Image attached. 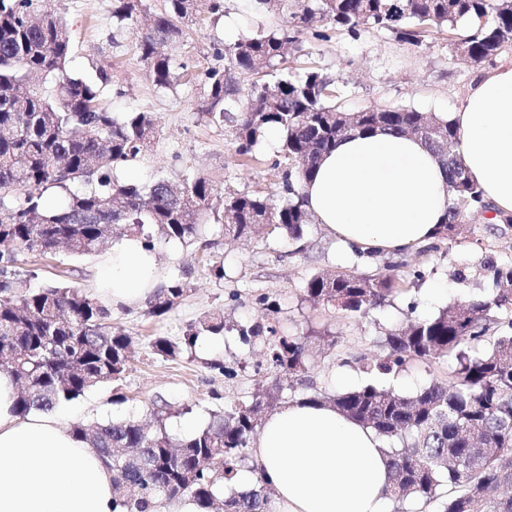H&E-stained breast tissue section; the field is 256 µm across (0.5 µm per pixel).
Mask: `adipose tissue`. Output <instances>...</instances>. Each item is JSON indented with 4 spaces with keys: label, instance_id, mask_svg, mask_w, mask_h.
Listing matches in <instances>:
<instances>
[{
    "label": "adipose tissue",
    "instance_id": "1",
    "mask_svg": "<svg viewBox=\"0 0 512 512\" xmlns=\"http://www.w3.org/2000/svg\"><path fill=\"white\" fill-rule=\"evenodd\" d=\"M464 166L497 219L512 217V64L481 70L451 113ZM307 208L345 247L403 253L433 241L448 210V179L419 139L356 134L323 157L304 183ZM160 283L154 251L126 236L112 246L97 291L113 311ZM15 383L0 372V512H113V472L64 422L19 417ZM273 512H392L391 480L376 433L333 406L290 401L269 413L253 443Z\"/></svg>",
    "mask_w": 512,
    "mask_h": 512
}]
</instances>
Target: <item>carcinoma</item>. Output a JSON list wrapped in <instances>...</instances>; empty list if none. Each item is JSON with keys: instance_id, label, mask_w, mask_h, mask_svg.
<instances>
[{"instance_id": "1", "label": "carcinoma", "mask_w": 512, "mask_h": 512, "mask_svg": "<svg viewBox=\"0 0 512 512\" xmlns=\"http://www.w3.org/2000/svg\"><path fill=\"white\" fill-rule=\"evenodd\" d=\"M196 0H163L153 25L137 41L139 57L155 86L177 84L168 47L183 39L195 19ZM256 14L278 19L258 34H243L216 51L221 64L197 67L204 90L202 116L229 124L238 152L269 132L280 137L282 192L270 196L221 195L205 178L187 175L178 188L155 180L144 187L121 181L114 170L151 149L159 135L147 112L107 110L102 89L112 76L103 67L91 78L73 77L67 64L73 37L66 20L42 8V0H0V371L16 387L21 416L51 410L102 385L119 382L129 367L133 344L112 323V309L95 293L60 278L37 287L21 276L26 255L91 256L115 237L136 236L148 248L162 238L199 244L207 221L226 236L256 232L297 242L313 215L301 191L319 162L341 139L384 131L421 140L448 175V222L439 241L454 240L456 226L491 210L457 149L451 122L402 107H369L350 112L338 83L313 67L291 71L289 52L303 51L300 35L314 19L324 23L315 38L329 41L362 31H388L420 47L432 29L448 33L467 49L474 65L493 62L512 44V0H249ZM138 0H112L118 31L134 24ZM261 75L243 89L241 77ZM52 88L45 87L47 79ZM288 167L281 168L282 160ZM484 291L452 303L431 317L386 331L387 353L362 363L371 377L387 376L415 361L446 358L448 378H434L411 396L374 383L336 394L306 397L328 403L369 427L388 444L394 502L434 506V512H512V265L485 257ZM426 270L404 261L375 273H317L303 288L306 300L330 312L366 314L385 305L404 280L421 281ZM192 272L171 274L150 298L148 314L168 313L190 290ZM237 333L245 344L266 348V379L257 380L248 400L224 404L211 423L185 436L168 427L166 401L154 411V428L133 418L72 432L112 467L114 512H156L165 502L184 501L193 512H269L272 488L257 479L237 489L238 473L252 460V444L268 410L285 403L286 390L314 387L308 376L307 345L279 332L271 322H229L224 311L186 326L177 340L157 338L154 351L167 358L192 354L204 337Z\"/></svg>"}]
</instances>
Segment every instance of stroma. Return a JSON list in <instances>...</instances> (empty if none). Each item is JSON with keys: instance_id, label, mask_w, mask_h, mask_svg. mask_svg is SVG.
<instances>
[{"instance_id": "obj_1", "label": "stroma", "mask_w": 512, "mask_h": 512, "mask_svg": "<svg viewBox=\"0 0 512 512\" xmlns=\"http://www.w3.org/2000/svg\"><path fill=\"white\" fill-rule=\"evenodd\" d=\"M45 6L62 15L74 37L69 71L75 76L94 73L103 66L111 71L112 84L105 89L111 111L131 109L154 113L160 134L153 150L123 170V177L141 185L165 178L181 183L184 174L205 177L224 193L279 195L281 172L274 169L276 146L262 141L252 156L237 152L232 127L209 124L200 112L203 91L197 81L181 79L176 89L163 92L151 81L140 61L137 29L116 33L112 26V0H44ZM185 41L170 46L176 64L195 68L214 59L216 49L232 42L236 33L214 19L207 8H200L195 22L189 23ZM309 62L343 85L351 109L365 107H407L442 115L452 112L467 94L477 72L451 51L448 36L433 32L425 45L415 47L396 41L387 32L370 31L359 38L347 35L331 41L302 36ZM491 213L474 215L453 240L450 248L426 253H403L409 264L423 265L426 278L419 284H403L384 307L368 315L331 313L305 301L302 288L314 274L322 271L367 270L382 266L388 254L362 260L350 256L324 225H306L301 242L285 238L255 236L248 240L224 237L220 226H209V253L223 260L224 280L208 275L198 262L197 245L157 241L155 252L162 277L178 268L193 270V289L164 316L149 315L147 304L117 312L116 317L133 338L130 367L119 386L104 385L65 405L68 423L93 424L113 417L150 420L160 401H168L178 413L168 419L174 433L185 426H206L213 412L225 402L240 399L253 391L256 364L263 359L264 345H244L227 336L219 357L237 370L236 379H225L206 367L207 352L166 359L157 355L151 342L157 337L176 338L186 326L204 314L223 310L234 320L256 321L264 312L255 302L265 293L281 305L280 319L290 333L306 337L309 375L318 387L339 390L340 372L353 376L354 385L367 382L356 360L382 358L386 349L380 341L382 329L400 326L408 320L434 315L440 302L429 300L427 291L444 288L452 302L479 292L483 285L480 262L485 254L512 260V228L496 231ZM102 255L72 258L65 254L27 256L24 269L36 271L38 282L53 279L57 271L70 272L71 284L95 290ZM339 337L336 357L322 351L326 336ZM446 362L412 363L399 376L379 378L381 386L409 395L434 377L445 376Z\"/></svg>"}]
</instances>
